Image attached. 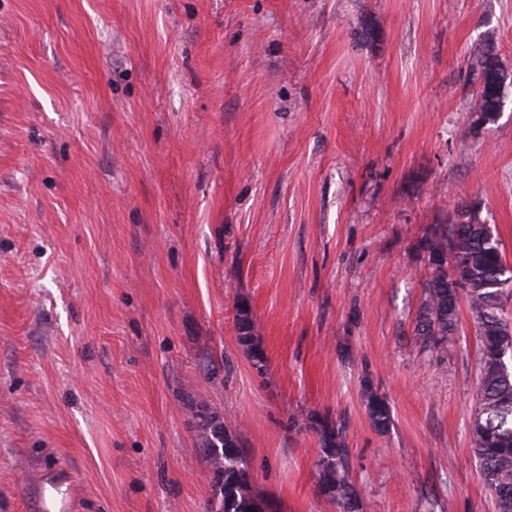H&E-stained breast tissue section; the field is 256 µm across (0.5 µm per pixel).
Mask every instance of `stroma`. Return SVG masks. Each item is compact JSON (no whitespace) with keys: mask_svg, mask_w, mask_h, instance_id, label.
<instances>
[{"mask_svg":"<svg viewBox=\"0 0 512 512\" xmlns=\"http://www.w3.org/2000/svg\"><path fill=\"white\" fill-rule=\"evenodd\" d=\"M462 205L512 265V0H0V512L44 474L74 512H215L212 420L272 512H339L319 418L362 512H493L468 306L446 354L413 336ZM476 56L480 60L482 69L481 87L484 91L477 95L476 109L484 115L491 116L503 107L502 83L504 72L497 60L493 46L484 45L476 49ZM363 389V395L367 403L368 417L372 426L381 433L387 432L393 425L389 405L383 397L373 390L370 384H365ZM320 448L315 461L317 488L340 512L360 511V490L349 477L348 448L338 426L328 419L318 423Z\"/></svg>","mask_w":512,"mask_h":512,"instance_id":"35a3bbf8","label":"stroma"}]
</instances>
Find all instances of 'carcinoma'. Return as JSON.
<instances>
[{"label": "carcinoma", "mask_w": 512, "mask_h": 512, "mask_svg": "<svg viewBox=\"0 0 512 512\" xmlns=\"http://www.w3.org/2000/svg\"><path fill=\"white\" fill-rule=\"evenodd\" d=\"M482 69L483 92L476 109L491 116L501 110L504 72L494 48L476 49ZM431 274L414 329V340L424 350L442 353L459 331V307L448 306L455 292L448 271L471 284L465 300L478 337L479 387L471 425L472 453L481 479L494 501L495 512H512V371L506 356L512 354V335H503V279L505 260L498 238L477 215L459 208L457 222L436 229L422 240ZM238 340H252V320L247 308L239 311ZM372 426L385 433L393 425L389 405L372 386H363ZM224 447L210 457L222 502L219 512H263L265 501L250 490L247 456L229 425H224ZM320 448L315 461L317 488L340 512H360V490L349 477L348 448L338 426L328 419L318 423Z\"/></svg>", "instance_id": "obj_1"}]
</instances>
